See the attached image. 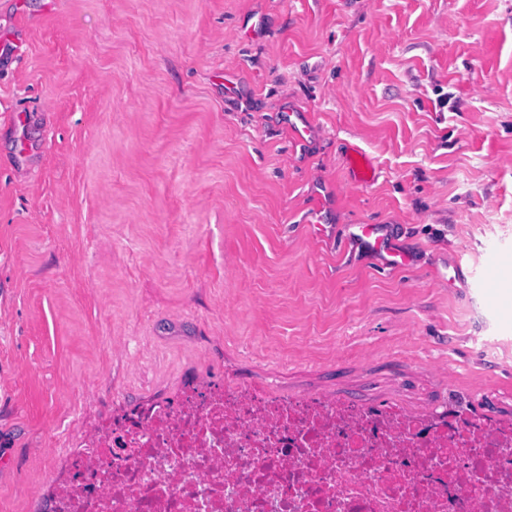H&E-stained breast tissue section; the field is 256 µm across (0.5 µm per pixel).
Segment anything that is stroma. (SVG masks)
<instances>
[{"instance_id": "1", "label": "stroma", "mask_w": 512, "mask_h": 512, "mask_svg": "<svg viewBox=\"0 0 512 512\" xmlns=\"http://www.w3.org/2000/svg\"><path fill=\"white\" fill-rule=\"evenodd\" d=\"M191 378L512 420V0H0V512Z\"/></svg>"}]
</instances>
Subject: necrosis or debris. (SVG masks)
<instances>
[{"mask_svg": "<svg viewBox=\"0 0 512 512\" xmlns=\"http://www.w3.org/2000/svg\"><path fill=\"white\" fill-rule=\"evenodd\" d=\"M48 512H512V422L186 382L83 438Z\"/></svg>", "mask_w": 512, "mask_h": 512, "instance_id": "1", "label": "necrosis or debris"}]
</instances>
